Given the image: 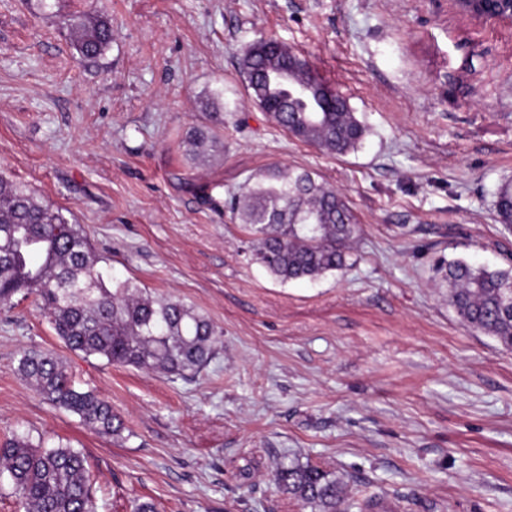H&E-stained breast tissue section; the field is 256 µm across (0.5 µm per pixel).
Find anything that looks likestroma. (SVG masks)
I'll list each match as a JSON object with an SVG mask.
<instances>
[{
    "instance_id": "obj_1",
    "label": "stroma",
    "mask_w": 512,
    "mask_h": 512,
    "mask_svg": "<svg viewBox=\"0 0 512 512\" xmlns=\"http://www.w3.org/2000/svg\"><path fill=\"white\" fill-rule=\"evenodd\" d=\"M108 15L79 61L66 25ZM306 58L369 127L330 156L249 97L241 51ZM224 114L220 152L188 133ZM280 164L340 191L361 226L346 269L281 282L226 203ZM0 174L82 225L113 277L222 330L198 373L71 351L35 297L0 305V442L82 451L98 512H301L272 463L318 467L398 512H512V351L465 327L438 258L512 264V22L449 0H0ZM52 351L123 422L102 438L21 376Z\"/></svg>"
}]
</instances>
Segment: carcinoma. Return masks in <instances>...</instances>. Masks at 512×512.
<instances>
[{"mask_svg": "<svg viewBox=\"0 0 512 512\" xmlns=\"http://www.w3.org/2000/svg\"><path fill=\"white\" fill-rule=\"evenodd\" d=\"M67 26L82 60L99 58L112 42L111 19L102 14L73 18ZM259 40L242 52L251 99L275 122L329 154L358 150L366 126L348 100L309 68L293 70L288 91L268 86L289 49L277 54ZM253 236V252L282 281H314L343 270L360 228L345 198L311 172L275 166L247 179L230 199ZM501 223L512 226V183L498 193ZM84 227L40 201L28 188L0 175V304L20 294L35 296L56 335L73 351L112 364L171 375L195 374L213 358L219 333L196 309L177 298H156L131 280H116L100 266ZM433 271L448 287V303L461 321L512 350V267L491 269L463 259L440 258ZM18 371L51 405L105 437L120 433L112 405L74 386L61 357L25 351ZM278 485L320 512H349L343 487L310 465L274 462ZM8 474L25 512H97L86 459L68 446L46 447L28 435L0 444V476Z\"/></svg>", "mask_w": 512, "mask_h": 512, "instance_id": "obj_1", "label": "carcinoma"}]
</instances>
